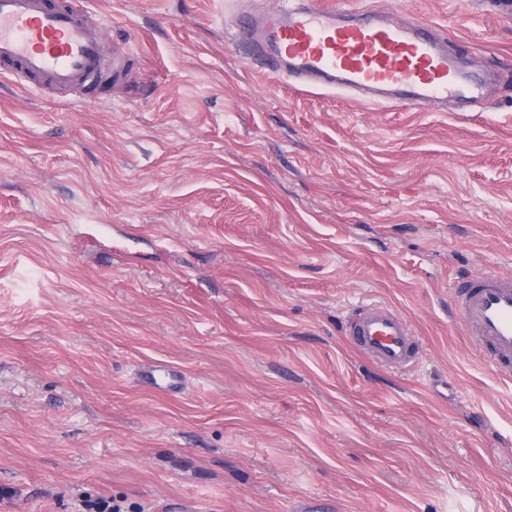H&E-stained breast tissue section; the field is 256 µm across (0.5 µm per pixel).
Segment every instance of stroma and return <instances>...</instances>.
<instances>
[{
    "label": "stroma",
    "instance_id": "stroma-1",
    "mask_svg": "<svg viewBox=\"0 0 512 512\" xmlns=\"http://www.w3.org/2000/svg\"><path fill=\"white\" fill-rule=\"evenodd\" d=\"M323 2L446 31L482 97L290 87L224 0H85L119 85L0 74V512H512V379L451 303L512 271V0ZM371 303L410 368L347 336ZM360 351L374 363L389 369H403L414 357V340L407 321L383 304L360 312L350 324Z\"/></svg>",
    "mask_w": 512,
    "mask_h": 512
}]
</instances>
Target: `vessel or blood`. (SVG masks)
Listing matches in <instances>:
<instances>
[{"instance_id":"obj_1","label":"vessel or blood","mask_w":512,"mask_h":512,"mask_svg":"<svg viewBox=\"0 0 512 512\" xmlns=\"http://www.w3.org/2000/svg\"><path fill=\"white\" fill-rule=\"evenodd\" d=\"M105 29L72 8L56 10L46 0H0V71L46 87L99 84L104 74L122 80L129 48L116 43L104 56ZM234 46L249 45L281 83L369 93L393 108H415L430 100L481 96V85L460 76L448 62L447 34L422 21L380 19L369 9L351 13L319 0L288 5L275 0L262 18L236 15ZM453 307L486 362L512 371V276L485 274L459 280ZM360 351L374 363L403 369L414 357L407 321L383 304L360 312L350 324Z\"/></svg>"}]
</instances>
